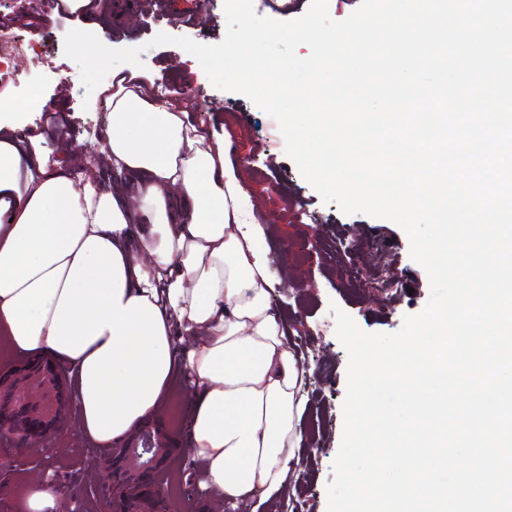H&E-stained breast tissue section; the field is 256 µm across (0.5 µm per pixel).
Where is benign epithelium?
<instances>
[{"mask_svg": "<svg viewBox=\"0 0 512 512\" xmlns=\"http://www.w3.org/2000/svg\"><path fill=\"white\" fill-rule=\"evenodd\" d=\"M70 404L66 380L51 364L30 367L17 376L0 375V436L23 448L18 464L33 463L28 450L53 433ZM168 452L160 440L142 448L100 451L99 479L91 493L108 505L134 502L133 512H158V505L167 497V482L159 466ZM148 474L153 475V482L150 495L145 496L141 478Z\"/></svg>", "mask_w": 512, "mask_h": 512, "instance_id": "7a95c632", "label": "benign epithelium"}]
</instances>
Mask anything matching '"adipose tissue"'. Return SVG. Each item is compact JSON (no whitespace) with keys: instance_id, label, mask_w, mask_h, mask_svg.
I'll list each match as a JSON object with an SVG mask.
<instances>
[{"instance_id":"obj_1","label":"adipose tissue","mask_w":512,"mask_h":512,"mask_svg":"<svg viewBox=\"0 0 512 512\" xmlns=\"http://www.w3.org/2000/svg\"><path fill=\"white\" fill-rule=\"evenodd\" d=\"M105 97L107 158L133 193L31 153L0 123V345L69 371L80 435L109 448L193 387L183 428L221 512L285 499L302 459L305 368L276 311L248 187L224 148L151 95Z\"/></svg>"}]
</instances>
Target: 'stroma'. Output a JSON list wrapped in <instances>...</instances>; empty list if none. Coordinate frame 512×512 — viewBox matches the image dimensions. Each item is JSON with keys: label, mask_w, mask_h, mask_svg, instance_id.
<instances>
[{"label": "stroma", "mask_w": 512, "mask_h": 512, "mask_svg": "<svg viewBox=\"0 0 512 512\" xmlns=\"http://www.w3.org/2000/svg\"><path fill=\"white\" fill-rule=\"evenodd\" d=\"M80 24L52 14L35 21L24 34L32 45L15 59L16 67L42 73L36 92L46 108L68 114L76 131L73 142L38 139L34 150L52 164L74 167L83 175L101 177V157L108 115L99 93H86L79 67L64 53V37ZM224 0H110L95 30L110 48L140 47V60L156 76L158 96L178 106L184 89H196L209 110L205 127L224 143V164L252 192L260 244L270 260L275 283L273 303L287 317L288 327L304 344L310 413L304 421L308 449L295 471L289 492L299 512H327V485L343 432L348 354L335 334L333 307L350 314L369 332L397 331L404 316L419 313L430 298L425 270L410 256L405 232L395 223L365 214H343L324 203L284 151L276 121L245 95L215 88L198 60L175 45L149 47L156 34L186 36L215 45L226 34ZM360 244L349 264L336 261L344 235ZM76 414L49 436L37 458L48 459L66 499L81 500L86 512H104L106 505L90 493L98 478L94 447L78 437ZM194 466L183 448H171L164 463L168 497L164 512H202L203 497L190 474Z\"/></svg>", "instance_id": "stroma-1"}]
</instances>
